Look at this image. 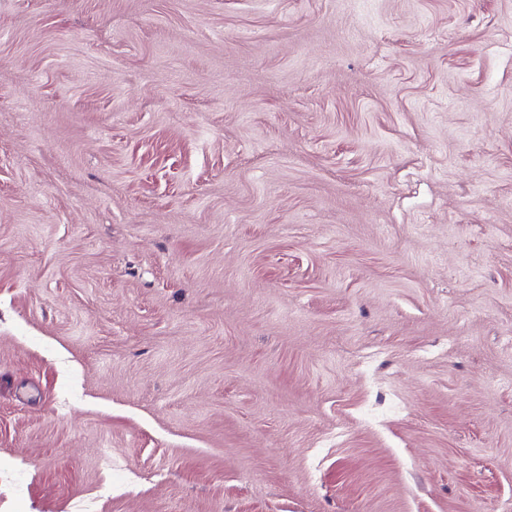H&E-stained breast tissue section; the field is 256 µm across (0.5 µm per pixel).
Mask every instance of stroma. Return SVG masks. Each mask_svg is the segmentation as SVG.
<instances>
[{"mask_svg":"<svg viewBox=\"0 0 512 512\" xmlns=\"http://www.w3.org/2000/svg\"><path fill=\"white\" fill-rule=\"evenodd\" d=\"M512 0H0V512H512Z\"/></svg>","mask_w":512,"mask_h":512,"instance_id":"1","label":"stroma"}]
</instances>
